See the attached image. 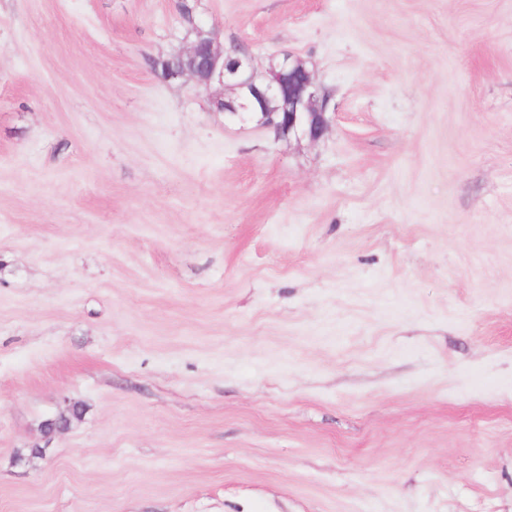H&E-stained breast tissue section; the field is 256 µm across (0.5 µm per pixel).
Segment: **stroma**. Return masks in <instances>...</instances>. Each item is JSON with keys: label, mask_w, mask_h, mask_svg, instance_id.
I'll return each mask as SVG.
<instances>
[{"label": "stroma", "mask_w": 512, "mask_h": 512, "mask_svg": "<svg viewBox=\"0 0 512 512\" xmlns=\"http://www.w3.org/2000/svg\"><path fill=\"white\" fill-rule=\"evenodd\" d=\"M180 2L0 0V512H512V0ZM202 35L206 37L178 54L179 70L170 78L187 75L196 86L204 88L219 82L224 96L214 102L218 111L231 119L247 114L253 120V115L260 113L256 122L273 129L281 139L307 137L318 141L331 129L330 112L326 110L329 97L300 59L282 54L259 73L247 51L229 65L215 35ZM226 90H230L229 95Z\"/></svg>", "instance_id": "1"}]
</instances>
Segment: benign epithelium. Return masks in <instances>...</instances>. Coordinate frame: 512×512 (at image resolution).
I'll return each instance as SVG.
<instances>
[{"instance_id": "1", "label": "benign epithelium", "mask_w": 512, "mask_h": 512, "mask_svg": "<svg viewBox=\"0 0 512 512\" xmlns=\"http://www.w3.org/2000/svg\"><path fill=\"white\" fill-rule=\"evenodd\" d=\"M177 59L179 70L172 77L187 75L204 88L217 81L230 91L214 105L231 119L259 113L257 123L281 139L318 141L331 129L328 95L304 63L290 54L276 57L259 73L246 52L227 63L223 46L208 32Z\"/></svg>"}]
</instances>
